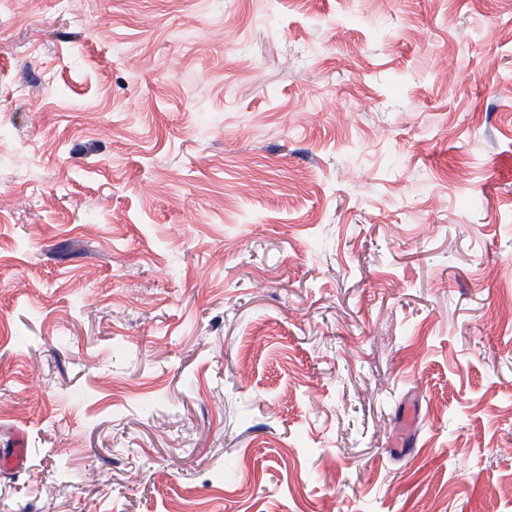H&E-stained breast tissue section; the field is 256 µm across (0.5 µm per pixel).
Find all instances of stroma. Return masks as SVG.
<instances>
[{
	"label": "stroma",
	"mask_w": 512,
	"mask_h": 512,
	"mask_svg": "<svg viewBox=\"0 0 512 512\" xmlns=\"http://www.w3.org/2000/svg\"><path fill=\"white\" fill-rule=\"evenodd\" d=\"M18 430L0 512H512V0H0Z\"/></svg>",
	"instance_id": "1"
}]
</instances>
